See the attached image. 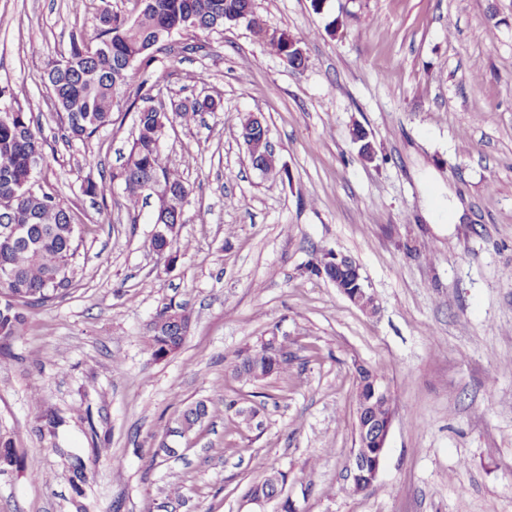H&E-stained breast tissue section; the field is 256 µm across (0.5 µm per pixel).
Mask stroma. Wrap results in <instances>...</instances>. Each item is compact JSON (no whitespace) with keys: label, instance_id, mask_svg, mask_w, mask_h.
<instances>
[{"label":"stroma","instance_id":"1","mask_svg":"<svg viewBox=\"0 0 512 512\" xmlns=\"http://www.w3.org/2000/svg\"><path fill=\"white\" fill-rule=\"evenodd\" d=\"M105 8L131 20L142 4L0 0V108L38 118L33 179L82 237L69 294L24 307L0 366V431L19 456L0 512H164L174 486L181 512H249L243 493L270 470L299 512H512V0H255L269 31L305 38L304 69L243 25L197 53L175 54V33L111 124L68 142L43 75ZM196 95L218 110L161 143L190 190V249L171 263L151 245L156 198L127 210L112 174L138 108ZM252 112L275 149L268 176L239 136ZM100 178L111 196L85 195ZM328 252L359 264L377 314L314 274ZM169 298L191 325L158 360L145 333ZM270 336L288 339L287 373L235 380L240 351ZM359 364L390 386L395 418L379 477L353 494ZM199 401L208 419L176 435Z\"/></svg>","mask_w":512,"mask_h":512}]
</instances>
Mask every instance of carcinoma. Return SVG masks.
Wrapping results in <instances>:
<instances>
[{
  "mask_svg": "<svg viewBox=\"0 0 512 512\" xmlns=\"http://www.w3.org/2000/svg\"><path fill=\"white\" fill-rule=\"evenodd\" d=\"M245 11L252 27L262 33L261 39L289 67H294L295 61L288 56L281 39L267 37L263 20L249 0H149L133 21L103 11L92 37L96 46L82 38L73 39L67 63H57L47 71L52 98L61 110L63 136L83 141L111 124L114 98L133 75L150 67L153 52L171 34L190 32L196 37L210 33L230 26L231 19ZM216 106L213 99L205 97L182 105L173 118L162 106L137 113V135L120 172L124 205L129 211L138 208L145 187L151 183L160 180L166 186L164 197L158 199V214L165 216L168 228L166 236L153 239V249L167 259L187 248L177 237V225L183 223L182 206L188 188L164 162L159 141L173 119L187 125L199 113L212 112ZM44 159L43 140L32 114L20 109L0 112V229L19 224L27 230L22 239H10L0 233V269L8 270L0 277V350L22 330L21 307L64 297L74 278L80 231L70 208L51 189L20 194V187L29 183ZM111 192L112 184L105 180H89L84 186V193L93 198L104 199ZM168 310L187 313L183 305L165 302L149 323L147 343L159 359L176 353L185 342L178 326L165 315ZM259 351L258 347L247 349L238 356L232 366L234 379L248 384L287 373L288 360L284 356L274 360L259 355ZM207 415V406L202 402L186 406L177 419L175 433L183 436L192 432ZM285 482L282 473L276 480L266 475L252 482L248 491L262 487L274 494Z\"/></svg>",
  "mask_w": 512,
  "mask_h": 512,
  "instance_id": "cac0c4a2",
  "label": "carcinoma"
}]
</instances>
